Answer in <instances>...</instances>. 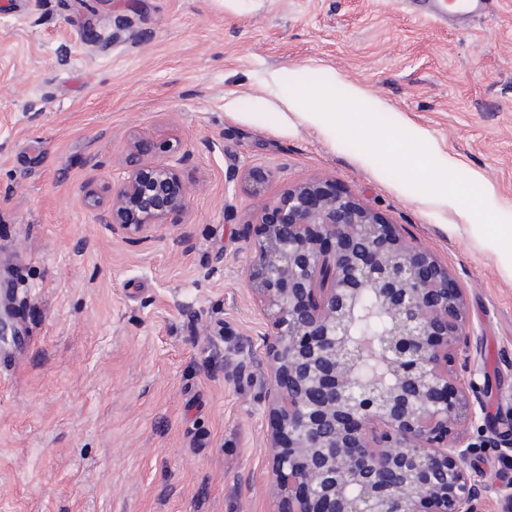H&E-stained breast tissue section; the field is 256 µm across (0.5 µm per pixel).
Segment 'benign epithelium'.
<instances>
[{"label": "benign epithelium", "instance_id": "7a95c632", "mask_svg": "<svg viewBox=\"0 0 512 512\" xmlns=\"http://www.w3.org/2000/svg\"><path fill=\"white\" fill-rule=\"evenodd\" d=\"M177 166L134 150L104 223L143 243L184 208ZM249 281L268 311L278 512H482L493 487L465 462L480 370L458 368L464 290L424 248L315 179L261 215ZM378 312L379 343L353 333Z\"/></svg>", "mask_w": 512, "mask_h": 512}]
</instances>
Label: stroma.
I'll return each mask as SVG.
<instances>
[{
    "label": "stroma",
    "mask_w": 512,
    "mask_h": 512,
    "mask_svg": "<svg viewBox=\"0 0 512 512\" xmlns=\"http://www.w3.org/2000/svg\"><path fill=\"white\" fill-rule=\"evenodd\" d=\"M353 84L512 218V0L449 23L403 0H0V279L30 336L0 381V512H277L256 217L319 178L465 290L484 482L512 422V259L288 105L292 75ZM189 189L161 237H113L132 139Z\"/></svg>",
    "instance_id": "35a3bbf8"
}]
</instances>
